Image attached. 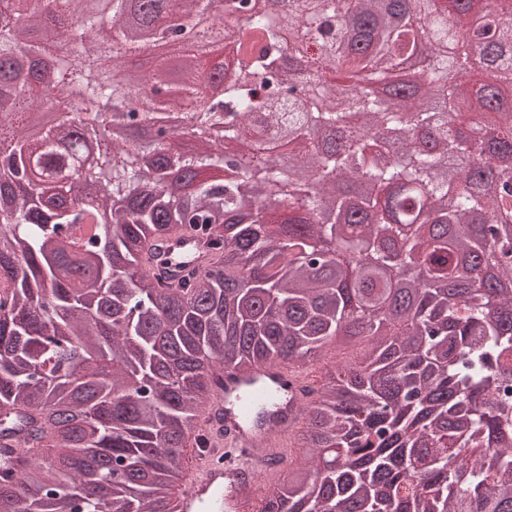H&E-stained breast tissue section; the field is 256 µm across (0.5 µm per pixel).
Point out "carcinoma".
I'll list each match as a JSON object with an SVG mask.
<instances>
[{
	"mask_svg": "<svg viewBox=\"0 0 512 512\" xmlns=\"http://www.w3.org/2000/svg\"><path fill=\"white\" fill-rule=\"evenodd\" d=\"M0 137L42 105L34 69L52 49L0 0ZM86 39L101 18L84 0ZM115 54L89 52L56 75L49 145L83 122L66 97L115 112L112 80L138 50L127 0H110ZM148 0L144 25L171 32L192 66L232 46L219 102L198 110L195 80L138 113H193L215 148L171 161L158 143L114 142L79 181L65 158L17 137L0 169V512H175L184 448L211 402L217 367L310 364L344 337L357 360L311 387L301 447L308 466L269 488L259 512H512V258L486 234L512 220V162L457 130L495 118L512 148V0H413L392 25L379 0ZM349 15L352 33L314 47V22ZM194 15V35L168 19ZM29 44L20 60L16 44ZM493 54L491 68L472 59ZM393 129L399 161L362 144ZM288 139V162L271 159ZM439 224L428 236L415 227ZM200 229L210 254L183 282L155 281L144 251ZM366 259L355 273L344 270ZM414 260L424 284L396 287ZM480 454V462L469 458Z\"/></svg>",
	"mask_w": 512,
	"mask_h": 512,
	"instance_id": "obj_1",
	"label": "carcinoma"
}]
</instances>
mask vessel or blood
Segmentation results:
<instances>
[{
  "mask_svg": "<svg viewBox=\"0 0 512 512\" xmlns=\"http://www.w3.org/2000/svg\"><path fill=\"white\" fill-rule=\"evenodd\" d=\"M206 240L196 235H176L162 247L166 264L151 263V275L160 276L195 267L196 254ZM310 383L308 369L297 364L273 362L244 375L224 368L218 396L200 421L209 445L190 446L184 480L177 490L180 512H244L260 493L259 472L268 461L283 457L301 422ZM269 421L251 422L256 409Z\"/></svg>",
  "mask_w": 512,
  "mask_h": 512,
  "instance_id": "vessel-or-blood-1",
  "label": "vessel or blood"
}]
</instances>
